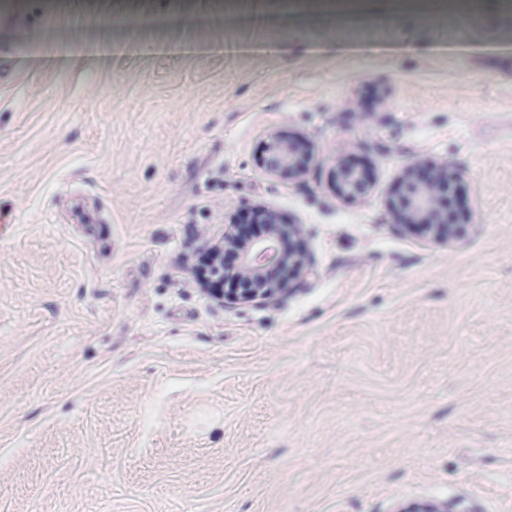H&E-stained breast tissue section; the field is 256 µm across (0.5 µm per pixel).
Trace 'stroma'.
Here are the masks:
<instances>
[{"instance_id": "stroma-1", "label": "stroma", "mask_w": 512, "mask_h": 512, "mask_svg": "<svg viewBox=\"0 0 512 512\" xmlns=\"http://www.w3.org/2000/svg\"><path fill=\"white\" fill-rule=\"evenodd\" d=\"M318 2L0 8V512H512V14ZM280 134L305 173L267 171ZM448 163L465 233L397 225ZM255 208L304 270L201 295ZM363 182V174L352 165H342L336 173V185L345 196L354 195Z\"/></svg>"}]
</instances>
